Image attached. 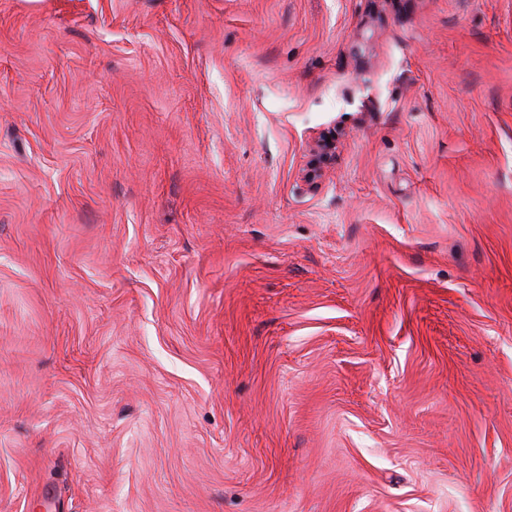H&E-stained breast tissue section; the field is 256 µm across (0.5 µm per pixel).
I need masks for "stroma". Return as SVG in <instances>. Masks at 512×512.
Wrapping results in <instances>:
<instances>
[{"label": "stroma", "mask_w": 512, "mask_h": 512, "mask_svg": "<svg viewBox=\"0 0 512 512\" xmlns=\"http://www.w3.org/2000/svg\"><path fill=\"white\" fill-rule=\"evenodd\" d=\"M0 512H512V0H0Z\"/></svg>", "instance_id": "stroma-1"}]
</instances>
